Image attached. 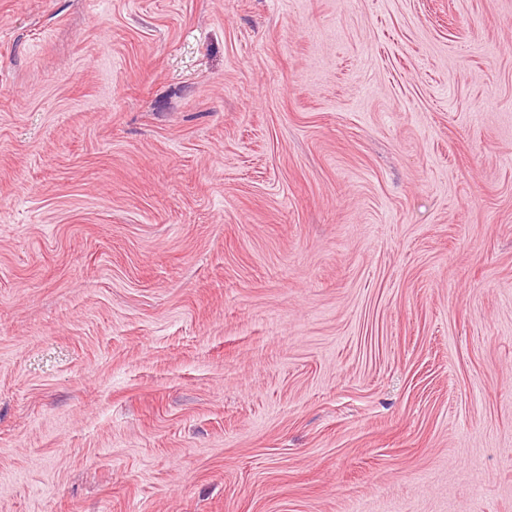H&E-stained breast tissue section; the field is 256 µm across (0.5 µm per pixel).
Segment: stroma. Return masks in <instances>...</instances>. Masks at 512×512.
Here are the masks:
<instances>
[{
    "instance_id": "obj_1",
    "label": "stroma",
    "mask_w": 512,
    "mask_h": 512,
    "mask_svg": "<svg viewBox=\"0 0 512 512\" xmlns=\"http://www.w3.org/2000/svg\"><path fill=\"white\" fill-rule=\"evenodd\" d=\"M0 512H512V0H0Z\"/></svg>"
}]
</instances>
